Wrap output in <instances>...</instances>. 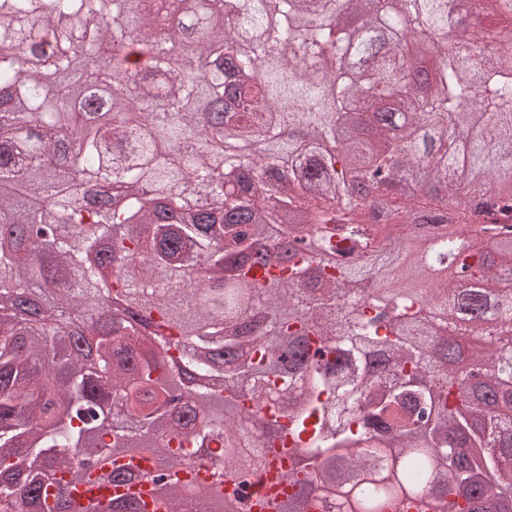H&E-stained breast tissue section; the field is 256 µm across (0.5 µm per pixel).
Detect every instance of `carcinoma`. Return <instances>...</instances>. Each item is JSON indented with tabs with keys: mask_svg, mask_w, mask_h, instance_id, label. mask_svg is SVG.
<instances>
[{
	"mask_svg": "<svg viewBox=\"0 0 512 512\" xmlns=\"http://www.w3.org/2000/svg\"><path fill=\"white\" fill-rule=\"evenodd\" d=\"M456 2L0 0V512H248L283 418L305 507L512 512V0ZM117 487L111 484H96V486H88L78 484L73 489L72 500L78 510L85 505L89 498H109L115 495Z\"/></svg>",
	"mask_w": 512,
	"mask_h": 512,
	"instance_id": "cac0c4a2",
	"label": "carcinoma"
}]
</instances>
